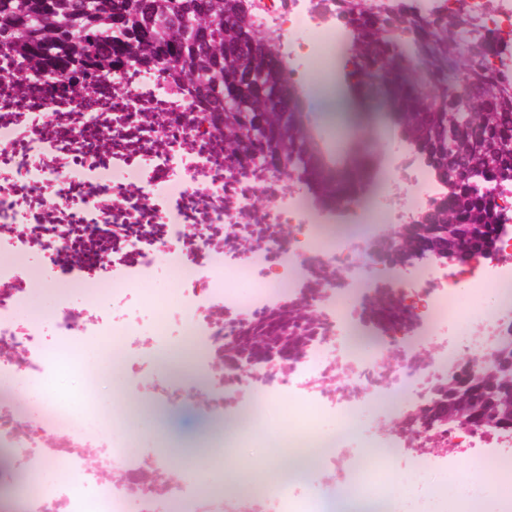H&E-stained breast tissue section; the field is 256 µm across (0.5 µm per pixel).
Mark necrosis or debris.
I'll use <instances>...</instances> for the list:
<instances>
[{
	"instance_id": "4bbe7bcc",
	"label": "necrosis or debris",
	"mask_w": 512,
	"mask_h": 512,
	"mask_svg": "<svg viewBox=\"0 0 512 512\" xmlns=\"http://www.w3.org/2000/svg\"><path fill=\"white\" fill-rule=\"evenodd\" d=\"M480 35L493 44L491 70L512 78V0H468ZM258 20L281 35L287 76L303 90L334 83L344 58L346 27L336 0H256ZM444 193L430 168L403 151L372 194L357 191L337 209L313 206L300 188L255 161L224 151V131L209 113L182 99L163 70L113 72L109 81L76 89L39 86L17 98L0 83V474L6 462L55 466L56 480L34 497L0 495V512H316L318 493L357 482L373 512H431L444 484L388 490L385 464L404 460L420 471L430 451L469 455L491 448L492 480L481 467L467 476L470 512H484L496 489L512 487V429H417L410 417L446 391L448 372L476 363L512 322V237L497 257L462 270L429 259L397 263L391 242L400 225ZM157 227L154 239L118 254L115 242L130 225ZM42 241L43 271L30 269L27 237ZM190 241L189 250L181 242ZM74 269L72 286L83 311L57 294L51 316L27 317L31 286ZM166 265L184 282L181 313L194 360L161 356L164 376L143 396L112 384L122 370L113 355L134 330L117 321L91 326L86 313L102 292L137 293ZM255 287L248 298L240 280ZM467 282L468 300L459 284ZM493 301H486L487 290ZM470 338L460 341L458 328ZM296 336L299 344L263 354L250 351L209 361L210 348L243 336ZM77 346L79 337L103 343L92 369L58 360L47 337ZM370 344L372 354L361 350ZM78 376L77 390L54 387L60 367ZM251 403L235 406L234 431L224 408L239 390ZM403 395L365 451L337 455L343 436L315 423L318 407L359 408ZM290 399L293 410L279 442L265 451L269 482L232 493L203 485L200 459L171 465L132 453L137 425L168 406L205 400L211 424L206 446L235 457L266 426V405Z\"/></svg>"
}]
</instances>
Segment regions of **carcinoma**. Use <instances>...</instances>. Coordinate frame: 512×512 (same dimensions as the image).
<instances>
[{
    "mask_svg": "<svg viewBox=\"0 0 512 512\" xmlns=\"http://www.w3.org/2000/svg\"><path fill=\"white\" fill-rule=\"evenodd\" d=\"M245 0H0V53L14 71L0 77L33 89L56 81L102 79L104 68L161 67L175 86L205 112L224 115V126L263 129V139L225 143L233 156L265 152L272 140L297 147L288 155L291 175L320 204L327 202L330 172L297 88L286 78L279 37L245 23ZM354 59L353 79L368 71L391 76L388 102L394 127L416 141L446 193L425 218L456 230L458 224L500 223L492 200L498 181L512 177V80L488 65L490 45L472 35L475 21L459 7L428 18L407 11L375 12L369 0H338ZM252 71L259 81L245 84ZM463 75V101L452 76ZM446 99L433 112L436 96Z\"/></svg>",
    "mask_w": 512,
    "mask_h": 512,
    "instance_id": "obj_1",
    "label": "carcinoma"
}]
</instances>
